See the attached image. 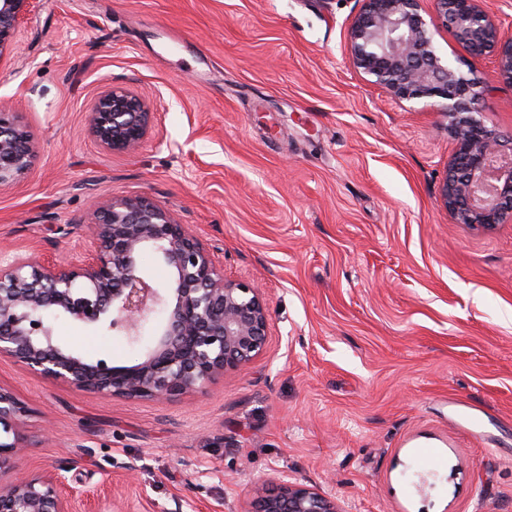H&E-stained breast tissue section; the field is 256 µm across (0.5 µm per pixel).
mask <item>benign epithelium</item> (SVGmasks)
<instances>
[{
  "label": "benign epithelium",
  "mask_w": 512,
  "mask_h": 512,
  "mask_svg": "<svg viewBox=\"0 0 512 512\" xmlns=\"http://www.w3.org/2000/svg\"><path fill=\"white\" fill-rule=\"evenodd\" d=\"M422 0H362L348 30L353 65L401 100H442L455 151L440 202L461 224L490 228L512 217V134L476 118L474 79L436 52ZM33 0H0V54ZM433 14L475 55L491 53L495 77L512 85V37L486 0H432ZM146 104L122 87L98 97L88 116L94 140L110 152L132 153L150 130ZM36 149L15 113L0 110V187L20 180ZM83 224L91 245L80 260L59 264L32 256L0 260V356L17 359L44 379L105 398H165L201 389L257 357L268 336L262 289L224 278L213 253L173 213L148 197L110 199ZM158 254L174 271L160 287L142 273L139 257ZM118 332L140 343L159 321L145 358L132 366L93 361L58 343L54 320ZM29 407L0 387V512H73L60 466L21 472L28 444L21 435ZM254 512H344L332 494L292 482L258 497Z\"/></svg>",
  "instance_id": "7a95c632"
}]
</instances>
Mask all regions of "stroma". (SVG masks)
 <instances>
[{
  "instance_id": "35a3bbf8",
  "label": "stroma",
  "mask_w": 512,
  "mask_h": 512,
  "mask_svg": "<svg viewBox=\"0 0 512 512\" xmlns=\"http://www.w3.org/2000/svg\"><path fill=\"white\" fill-rule=\"evenodd\" d=\"M360 7L36 0L0 57V108L36 146L0 187V255L74 261L90 208L146 196L266 300L263 353L167 399H106L0 357V386L30 408L26 468L66 466L75 512L116 492L130 512H251L283 479L344 512H512V219L485 230L440 203L448 116L354 67ZM434 44L484 84L485 123L512 132L493 57L441 25ZM111 86L153 112L135 152L89 134ZM55 333L116 366L152 340Z\"/></svg>"
}]
</instances>
